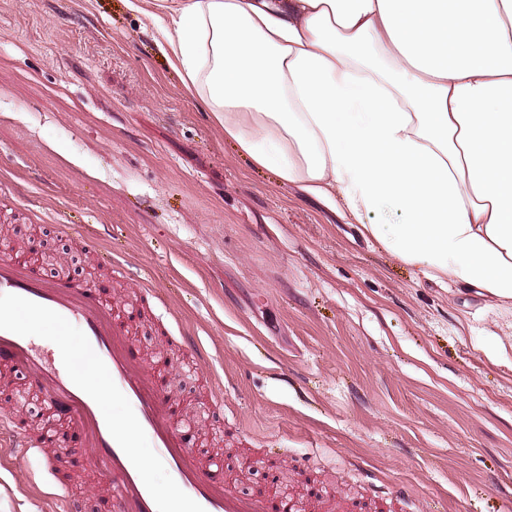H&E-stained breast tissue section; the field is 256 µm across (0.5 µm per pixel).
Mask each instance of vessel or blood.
Masks as SVG:
<instances>
[{
	"instance_id": "obj_1",
	"label": "vessel or blood",
	"mask_w": 512,
	"mask_h": 512,
	"mask_svg": "<svg viewBox=\"0 0 512 512\" xmlns=\"http://www.w3.org/2000/svg\"><path fill=\"white\" fill-rule=\"evenodd\" d=\"M136 300L112 298L90 283L45 280L34 257H0V364L22 369L42 399L47 426L30 438L22 416L0 418V439L19 454L44 447L90 449L96 472L110 479L107 512H302L280 486L243 496L224 481L222 459L199 461L182 438L188 421L168 393L162 362L145 361L132 340L142 321ZM74 331L71 345L46 355L38 337ZM97 379H88L85 366ZM129 409L117 425L112 403ZM147 438L166 467L169 497H161L136 448Z\"/></svg>"
}]
</instances>
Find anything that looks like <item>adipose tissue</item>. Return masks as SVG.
I'll use <instances>...</instances> for the list:
<instances>
[{
    "label": "adipose tissue",
    "mask_w": 512,
    "mask_h": 512,
    "mask_svg": "<svg viewBox=\"0 0 512 512\" xmlns=\"http://www.w3.org/2000/svg\"><path fill=\"white\" fill-rule=\"evenodd\" d=\"M126 2L255 165L512 308V0Z\"/></svg>",
    "instance_id": "obj_1"
}]
</instances>
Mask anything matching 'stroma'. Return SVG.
Masks as SVG:
<instances>
[{
	"mask_svg": "<svg viewBox=\"0 0 512 512\" xmlns=\"http://www.w3.org/2000/svg\"><path fill=\"white\" fill-rule=\"evenodd\" d=\"M34 241L46 277L141 298L200 458L383 512H512V315L254 166L125 0H0V243ZM48 481L0 445V512H54Z\"/></svg>",
	"mask_w": 512,
	"mask_h": 512,
	"instance_id": "stroma-1",
	"label": "stroma"
}]
</instances>
